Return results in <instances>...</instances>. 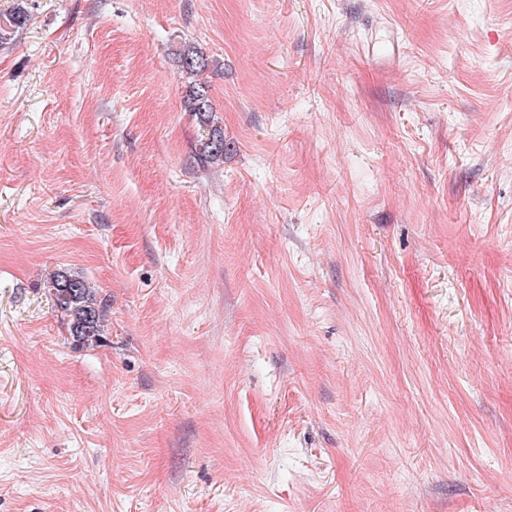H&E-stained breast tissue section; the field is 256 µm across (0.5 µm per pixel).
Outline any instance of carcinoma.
Returning <instances> with one entry per match:
<instances>
[{
	"mask_svg": "<svg viewBox=\"0 0 512 512\" xmlns=\"http://www.w3.org/2000/svg\"><path fill=\"white\" fill-rule=\"evenodd\" d=\"M179 66L188 79L185 107L196 119L198 127L195 155L205 166L224 163V129L216 118L208 82L202 75L212 61L200 49L184 45L177 51ZM47 289L57 309L69 318L73 342L83 347L94 346L103 338V304L97 300L96 288L80 276L56 272Z\"/></svg>",
	"mask_w": 512,
	"mask_h": 512,
	"instance_id": "carcinoma-1",
	"label": "carcinoma"
}]
</instances>
